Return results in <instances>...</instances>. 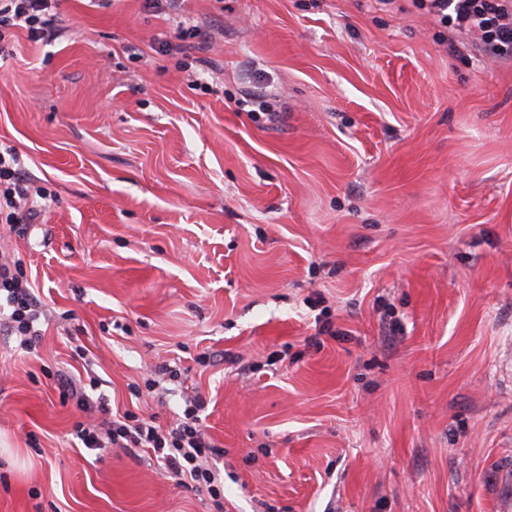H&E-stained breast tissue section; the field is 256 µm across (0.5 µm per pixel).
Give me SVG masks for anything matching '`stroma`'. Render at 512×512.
<instances>
[{
    "instance_id": "1",
    "label": "stroma",
    "mask_w": 512,
    "mask_h": 512,
    "mask_svg": "<svg viewBox=\"0 0 512 512\" xmlns=\"http://www.w3.org/2000/svg\"><path fill=\"white\" fill-rule=\"evenodd\" d=\"M182 17L208 48L159 53ZM57 24L1 46L0 142L47 199L0 223L45 310L31 351L0 330V512H512V63L414 0ZM197 398L216 499L75 435Z\"/></svg>"
}]
</instances>
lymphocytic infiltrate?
I'll return each mask as SVG.
<instances>
[{"instance_id": "lymphocytic-infiltrate-1", "label": "lymphocytic infiltrate", "mask_w": 512, "mask_h": 512, "mask_svg": "<svg viewBox=\"0 0 512 512\" xmlns=\"http://www.w3.org/2000/svg\"><path fill=\"white\" fill-rule=\"evenodd\" d=\"M60 0H0V42L8 29L25 28L34 41L54 39L56 10ZM440 22L471 37L483 55L512 61V0H418ZM40 188L34 187L15 147L0 146V214L6 223L33 221L37 216ZM19 260L0 255V322L18 336L23 349H31L40 334L43 315L39 299L24 280ZM201 401L191 402L184 417L171 430H161L154 419L134 423L115 419L106 430L76 425L77 438L95 450L120 446L152 449L166 468L186 475L198 486L219 497L215 474L206 465L214 447L200 423Z\"/></svg>"}]
</instances>
